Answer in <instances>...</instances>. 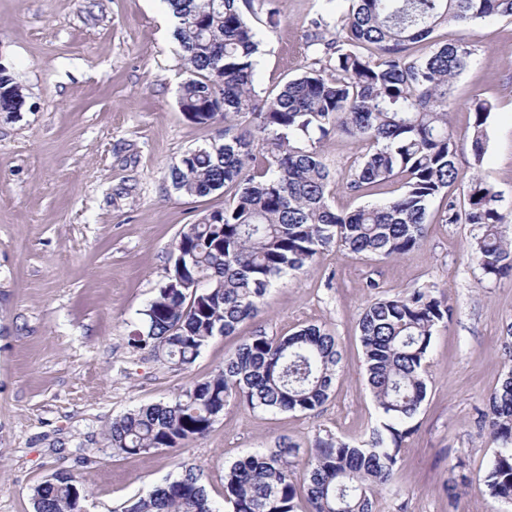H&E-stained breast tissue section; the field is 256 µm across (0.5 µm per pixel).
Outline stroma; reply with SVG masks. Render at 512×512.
Listing matches in <instances>:
<instances>
[{
	"label": "stroma",
	"instance_id": "35a3bbf8",
	"mask_svg": "<svg viewBox=\"0 0 512 512\" xmlns=\"http://www.w3.org/2000/svg\"><path fill=\"white\" fill-rule=\"evenodd\" d=\"M282 21L264 36L258 90H278L312 58L304 31L330 0H280ZM164 0H0V59L24 87L27 107L0 112V512H33L32 491L57 471L83 484L86 512L125 503L190 468L222 503L224 471L281 439L304 463L318 440L359 438L377 410L356 324L371 296L436 285L452 309L426 358L428 395L411 423L383 512H512L483 479L496 446L479 413L503 371L512 322V278L484 279L470 259V228L429 208L424 244L400 258L365 261L329 250L276 279L261 314L214 336L180 368L134 348L133 333L166 281L181 228L224 206L223 193L184 198L169 167L213 141L217 126L188 121L177 104L186 76ZM476 46L457 78L448 130L462 138L475 95L494 110L483 164L458 156L460 200L480 175L512 219V22L463 30ZM316 324L334 334L341 361L317 411L270 412L230 403L202 439L146 454L117 453L113 419L167 401L217 374L257 326L274 336Z\"/></svg>",
	"mask_w": 512,
	"mask_h": 512
}]
</instances>
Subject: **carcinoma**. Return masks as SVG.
<instances>
[{"label":"carcinoma","instance_id":"1","mask_svg":"<svg viewBox=\"0 0 512 512\" xmlns=\"http://www.w3.org/2000/svg\"><path fill=\"white\" fill-rule=\"evenodd\" d=\"M176 19L174 38L189 76L178 106L200 125L224 124L218 139L185 151L168 181L185 198L226 189L224 208L179 231L168 281L143 310L134 345L177 366L195 362L216 335H232L258 317L274 280L298 272L334 248L379 260L420 247L428 211L460 176L459 145L448 132L454 80L473 62L472 45L447 34L416 55L411 46L440 28L512 17V0H345L336 13L309 19L317 57L276 91H257V57L264 32L281 23L279 0H164ZM333 31L336 38L324 33ZM23 88L0 67V112H20ZM493 105L475 97L467 136L475 165L485 153ZM332 135L357 145L343 184L354 194L393 180L399 192L350 213L332 205L336 182L322 147ZM444 221L471 227V255L485 278L512 276V233L500 194L482 178L470 181L467 206L446 202ZM451 307L433 286L377 298L357 327L367 384L379 425L359 440H319L302 470L294 446L281 442L261 456L234 462L224 473V509L216 508L192 470L131 500L124 512H378L409 423L427 398L426 357ZM340 362L336 337L310 324L285 336L258 327L224 357L218 374L193 382L173 399L114 419L112 448L137 455L175 450L207 435L230 402L267 411L313 412L330 398ZM482 429L499 450L484 485L512 503V368L489 393ZM77 478L56 472L32 493L34 512H77Z\"/></svg>","mask_w":512,"mask_h":512}]
</instances>
